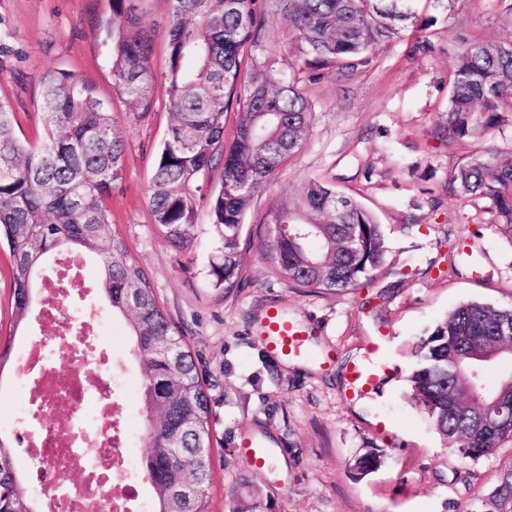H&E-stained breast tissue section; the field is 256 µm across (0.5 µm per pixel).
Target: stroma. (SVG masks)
Masks as SVG:
<instances>
[{
  "mask_svg": "<svg viewBox=\"0 0 512 512\" xmlns=\"http://www.w3.org/2000/svg\"><path fill=\"white\" fill-rule=\"evenodd\" d=\"M490 0H460L430 31L434 52L416 54L403 36L378 46L370 64L348 80L322 72L310 85L316 106L305 147L255 196L246 213L240 261L243 280L231 294L212 288L209 271L219 240L206 208L190 230L191 249L176 248L154 222L147 187L157 148L172 116L157 107L134 120L114 105V128L125 144L123 181L107 201L112 224L144 270L161 307L183 332L207 381L213 412L208 487L211 512H228L232 492L249 483L269 491L270 512H512L503 484L512 479V444L471 461L450 447L415 404L410 382L414 352L425 334L457 306L478 302L512 307V236L492 224L480 205L448 191V177L471 145L442 144L448 78L460 40H512ZM108 0H0L9 37L0 44V96L12 103L21 140L43 141V115L34 102L39 75L78 72L99 96H112L101 54L100 19ZM325 181L366 207L381 224L384 265L360 287L311 292L284 282L263 245L271 216L293 203L307 180ZM10 256L0 245V344L19 352L40 333H11ZM98 271L86 259L83 301L99 308L87 329L112 350L121 377L114 397L136 432L134 473L148 452L141 408L145 380L132 354L128 317L113 315L95 290ZM275 308L310 325L309 358L271 357L258 327ZM396 384L385 398L352 399L347 371L370 345ZM24 382L0 378V433L13 438L17 467L30 473L22 429L13 422ZM265 442L270 463L256 465L243 443ZM368 446L383 463L366 477L352 469Z\"/></svg>",
  "mask_w": 512,
  "mask_h": 512,
  "instance_id": "35a3bbf8",
  "label": "stroma"
}]
</instances>
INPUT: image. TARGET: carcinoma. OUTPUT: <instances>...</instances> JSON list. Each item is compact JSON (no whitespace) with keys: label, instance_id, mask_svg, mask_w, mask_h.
<instances>
[{"label":"carcinoma","instance_id":"obj_1","mask_svg":"<svg viewBox=\"0 0 512 512\" xmlns=\"http://www.w3.org/2000/svg\"><path fill=\"white\" fill-rule=\"evenodd\" d=\"M448 0H171L165 70L151 64L153 30L145 0H110L102 43L115 96L143 116L162 85L172 113L149 188L157 224L175 244L191 243L197 208L205 204L221 241L210 282L228 295L237 287L241 228L260 191L306 144L315 112L307 83L324 70L348 79L378 46L411 29L416 52L434 44L423 32L437 19L418 11ZM289 27L278 32L271 18ZM44 140L36 148L14 134L15 112L0 99V239L11 257L15 326H25L34 290L49 258L98 259L101 294L114 313H130L134 350L146 373L142 402L149 453L143 472L155 493L154 512H210L208 485L212 412L183 333L159 306L153 289L110 231L106 204L124 175L125 148L114 132L112 104L80 74L48 70L38 78ZM238 113L230 144L225 114ZM512 127V41H471L455 58L447 118L433 137L452 146L482 144ZM222 167L219 189L206 176ZM450 191L483 204L492 223L512 234V159L490 150L463 158L448 178ZM264 244L280 277L311 291L358 286L385 259L386 241L373 215L336 188L314 179L300 198L272 216ZM512 341V308L480 303L456 307L420 340L410 377L416 404L465 459L477 461L512 443V427L489 424L512 404V375L491 393L485 367L452 374L456 363L494 341ZM174 346L177 356L159 354ZM381 463L368 448L354 469L367 475ZM270 495L251 486L247 504L233 512H266ZM28 482L15 465V446L0 434V512H24Z\"/></svg>","mask_w":512,"mask_h":512}]
</instances>
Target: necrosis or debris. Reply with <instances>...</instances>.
<instances>
[{"instance_id": "1", "label": "necrosis or debris", "mask_w": 512, "mask_h": 512, "mask_svg": "<svg viewBox=\"0 0 512 512\" xmlns=\"http://www.w3.org/2000/svg\"><path fill=\"white\" fill-rule=\"evenodd\" d=\"M67 269H59L41 301L42 319L58 332L26 347L17 373L31 382L18 406L28 433V455L37 460L32 479L44 494L46 512H145L141 483L128 468L130 436L122 408L112 400V380L95 375V344L73 306L59 300ZM67 361L60 371L58 361ZM65 414L60 429L55 418ZM82 477L69 481L71 472Z\"/></svg>"}]
</instances>
